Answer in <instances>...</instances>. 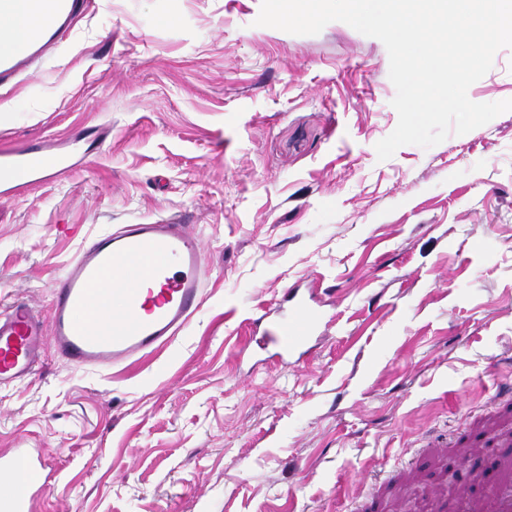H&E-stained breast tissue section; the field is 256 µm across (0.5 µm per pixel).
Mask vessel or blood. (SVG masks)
Segmentation results:
<instances>
[{
    "instance_id": "obj_1",
    "label": "vessel or blood",
    "mask_w": 512,
    "mask_h": 512,
    "mask_svg": "<svg viewBox=\"0 0 512 512\" xmlns=\"http://www.w3.org/2000/svg\"><path fill=\"white\" fill-rule=\"evenodd\" d=\"M38 23L28 34L25 52L0 57V85L28 68L34 57L51 54L85 0H27ZM40 147L0 155V193L21 186L39 187L49 176ZM207 278L206 257L188 225L172 220L125 224L90 241L53 283L51 315L42 318L20 298L0 309V387L35 374L46 346L68 363L109 369L134 362L169 343L199 311ZM287 316L259 317L257 345L295 364L312 349L323 321L318 302L289 291ZM495 444L501 454L480 471V492L459 486L452 496L433 495L436 512H512V409L502 408L492 425L455 442L431 437L435 458L456 447L461 465L472 466L477 448ZM52 453L45 448L0 452V475L15 477L13 490L0 495V512H36L49 485Z\"/></svg>"
}]
</instances>
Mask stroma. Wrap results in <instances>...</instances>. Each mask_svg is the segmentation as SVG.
<instances>
[{"label":"stroma","mask_w":512,"mask_h":512,"mask_svg":"<svg viewBox=\"0 0 512 512\" xmlns=\"http://www.w3.org/2000/svg\"><path fill=\"white\" fill-rule=\"evenodd\" d=\"M261 0H87L55 55L0 86V151L97 133L71 170L0 195V304L51 311L96 236L178 218L210 275L168 346L109 370L46 349L0 388V451L49 448L37 512H353L416 465L430 512L453 457L429 437L498 412L512 383V111L388 160L389 56L334 21L256 25ZM512 99V47L469 90ZM315 288L308 361L268 359L254 321Z\"/></svg>","instance_id":"obj_1"}]
</instances>
